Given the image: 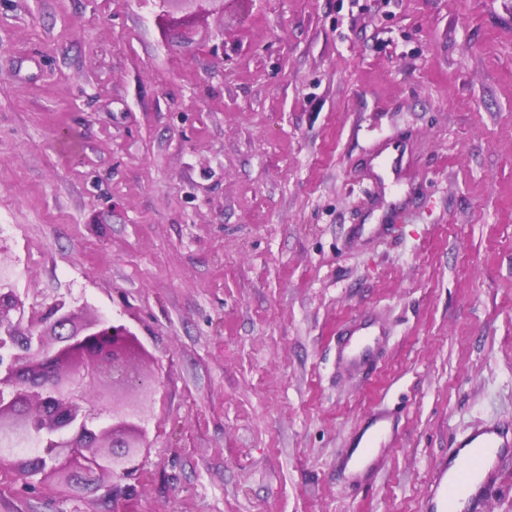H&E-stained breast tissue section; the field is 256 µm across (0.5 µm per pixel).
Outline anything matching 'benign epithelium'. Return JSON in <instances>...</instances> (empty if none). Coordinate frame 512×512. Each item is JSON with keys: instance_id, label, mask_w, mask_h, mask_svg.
I'll return each instance as SVG.
<instances>
[{"instance_id": "benign-epithelium-1", "label": "benign epithelium", "mask_w": 512, "mask_h": 512, "mask_svg": "<svg viewBox=\"0 0 512 512\" xmlns=\"http://www.w3.org/2000/svg\"><path fill=\"white\" fill-rule=\"evenodd\" d=\"M0 260V436L31 438L32 453L0 459L24 478L71 491L130 473L146 444L145 394L153 378L137 336L103 317L79 322L64 299L28 312Z\"/></svg>"}]
</instances>
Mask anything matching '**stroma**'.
Segmentation results:
<instances>
[{
  "label": "stroma",
  "mask_w": 512,
  "mask_h": 512,
  "mask_svg": "<svg viewBox=\"0 0 512 512\" xmlns=\"http://www.w3.org/2000/svg\"><path fill=\"white\" fill-rule=\"evenodd\" d=\"M225 10L187 45L153 0H0V257L158 379L131 478L0 470V512H423L453 440L512 420V0ZM388 137L410 212L357 238ZM365 309L392 335L351 380L336 333ZM381 403L399 441L344 487Z\"/></svg>",
  "instance_id": "stroma-1"
}]
</instances>
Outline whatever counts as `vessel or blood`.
Returning a JSON list of instances; mask_svg holds the SVG:
<instances>
[{
    "mask_svg": "<svg viewBox=\"0 0 512 512\" xmlns=\"http://www.w3.org/2000/svg\"><path fill=\"white\" fill-rule=\"evenodd\" d=\"M385 340L386 331L374 318H360L337 341L338 366L353 372L373 371ZM396 434L391 411L374 408L363 430L343 449L340 471H376L381 451ZM510 464L512 422L473 424L434 470L424 490L425 512H483L488 496L500 487L503 468Z\"/></svg>",
    "mask_w": 512,
    "mask_h": 512,
    "instance_id": "1",
    "label": "vessel or blood"
}]
</instances>
